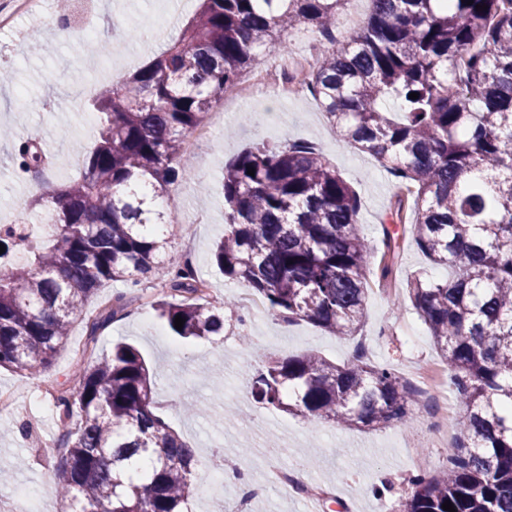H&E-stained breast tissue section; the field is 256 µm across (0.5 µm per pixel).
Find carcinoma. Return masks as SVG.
I'll return each mask as SVG.
<instances>
[{"instance_id":"carcinoma-1","label":"carcinoma","mask_w":512,"mask_h":512,"mask_svg":"<svg viewBox=\"0 0 512 512\" xmlns=\"http://www.w3.org/2000/svg\"><path fill=\"white\" fill-rule=\"evenodd\" d=\"M199 2L160 56L100 89L99 138L82 177L33 200L45 238L28 246L25 262L0 265V368L39 376L72 324L85 321L74 385L53 394L63 445L56 491L71 512H182L203 479L192 448L154 412L140 351L124 342L97 351L134 297L119 293L89 317L86 308L108 282L153 277L167 288L154 307L174 335H224L231 302L206 301L189 262L166 256L161 200L191 175L186 138L237 89L256 54L284 52L281 36L298 25L331 36L346 0ZM372 2L366 27L317 58L301 84L336 135L414 197L410 221L397 201L403 232L427 259L454 267L445 280L414 274L408 296L466 407L460 441L443 471L408 478L400 512H445L447 500L457 512H512V0ZM15 159L41 168L29 142ZM222 190L224 237L213 256L224 278L274 317L354 335L374 250L358 194L336 168L309 146L264 144L224 166ZM382 234L386 281L400 241L387 226ZM251 394L360 430L412 420L418 397L387 365L359 355L338 366L315 353L268 358Z\"/></svg>"}]
</instances>
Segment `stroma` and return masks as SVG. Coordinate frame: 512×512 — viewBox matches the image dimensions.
Returning <instances> with one entry per match:
<instances>
[{
	"label": "stroma",
	"instance_id": "1",
	"mask_svg": "<svg viewBox=\"0 0 512 512\" xmlns=\"http://www.w3.org/2000/svg\"><path fill=\"white\" fill-rule=\"evenodd\" d=\"M196 8L197 0H93L89 5L76 0L74 21L100 27L97 39L106 47L100 57L86 50L85 39H58L38 16L15 13L13 0H0V14L13 15L17 27L31 32L11 65L14 82L0 85V125L12 132L11 141H0V214L22 219L46 188L78 177L83 151L92 146L97 132L82 121L83 113L92 109V99L82 95V88L122 83L163 49L165 37H154L151 29L156 15L175 10L179 28ZM369 13L364 0H349L333 38L302 28L284 33L287 54L259 52L251 69L268 73L267 89L238 99L212 139L194 153L193 179L170 186L171 251L190 260L213 301L236 299L241 290L216 268L213 244L224 233V165L249 148L314 146L358 192L359 220L368 239L379 242L383 226L390 224L398 194L395 179L372 156L341 141L317 101L289 94L281 81L294 61L338 48L348 30L363 27ZM134 27L143 32L135 40L126 35ZM46 97L56 101L55 111L39 110V101ZM28 140L51 152L53 168L38 183L20 187L11 180L13 146ZM400 247L387 282L378 281L375 267L367 268L364 322L354 338L266 313L248 318L239 307L228 314L221 339L183 341L171 335L150 305L138 303L103 333L99 347L107 351L122 341L140 351L154 371L156 412L194 447L200 471L228 459L261 484L266 457L287 466L300 460L304 484L324 491L314 499L273 490L254 500L252 512H398L411 473L432 475L448 463L447 449L431 444L422 419L376 431L324 421L312 424L255 403L250 384L254 368L268 356L312 352L343 366L354 360L360 341L369 361L392 364L406 380L413 369L441 365L427 326L407 298L406 280L418 271L444 278L451 269L430 263L411 240H402ZM85 339L83 325L74 323L52 368L38 378L0 368V389L13 391L19 404L16 414H0V505L9 504L22 488L37 499L39 512H66L53 485L60 428L56 409L44 403L42 389L66 380L73 349ZM24 425L29 428L25 434L20 431ZM384 482L390 492L376 496L375 486Z\"/></svg>",
	"mask_w": 512,
	"mask_h": 512
}]
</instances>
